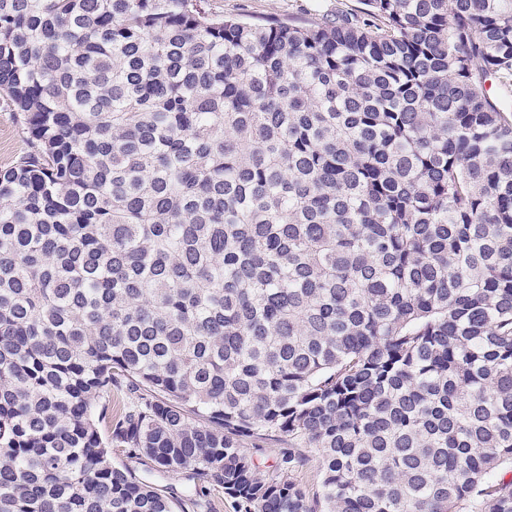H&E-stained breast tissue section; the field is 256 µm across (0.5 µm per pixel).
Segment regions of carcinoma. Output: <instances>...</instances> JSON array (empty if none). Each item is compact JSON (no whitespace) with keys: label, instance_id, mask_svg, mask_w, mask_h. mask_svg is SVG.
Returning a JSON list of instances; mask_svg holds the SVG:
<instances>
[{"label":"carcinoma","instance_id":"obj_1","mask_svg":"<svg viewBox=\"0 0 512 512\" xmlns=\"http://www.w3.org/2000/svg\"><path fill=\"white\" fill-rule=\"evenodd\" d=\"M490 76L512 0H0V512H196L116 449L235 512H512ZM209 3L214 11L227 16L301 20L315 11H336V5H356L357 0H209ZM28 137L13 107L0 97V169L13 166L28 152ZM247 451L253 455L254 459L260 465V469L269 475L276 472V466L279 457L280 445L272 440H253L244 441ZM113 459L117 462L123 461L124 463L129 464L147 481L157 485L159 489L164 490L167 496L183 498L185 495L195 494L196 490L194 484L185 480L181 475L170 474L160 476L156 473H150V470L147 467L140 465L134 460L126 459L122 453L119 454V452H116L115 454L113 453Z\"/></svg>","mask_w":512,"mask_h":512}]
</instances>
